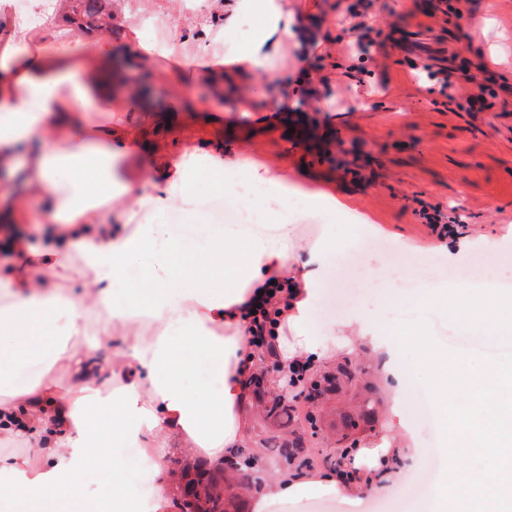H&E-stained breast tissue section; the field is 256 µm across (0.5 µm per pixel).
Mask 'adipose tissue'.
Returning <instances> with one entry per match:
<instances>
[{"label":"adipose tissue","mask_w":512,"mask_h":512,"mask_svg":"<svg viewBox=\"0 0 512 512\" xmlns=\"http://www.w3.org/2000/svg\"><path fill=\"white\" fill-rule=\"evenodd\" d=\"M58 12L46 7L41 25L30 27L10 0H0V172L19 177L26 193L43 202L35 214L24 196L0 207V220L27 223L25 233L0 236L9 259L0 266V296L7 300L0 307V436L37 450L0 455V499L21 501L24 512H171L177 489L162 476L171 449L218 467L249 438L247 379L265 349L251 343L245 313L265 282L291 286L272 328L282 374L324 366L341 350L362 347L386 357L392 350L365 317L353 333L315 327L335 246L325 237L300 241L288 190L275 178H266L268 192L256 209L278 211L279 223L239 225L177 270L179 241L169 225L113 227V211L128 205L169 210L190 170L164 162L154 177L118 175L135 152V136L91 120L111 111L117 97L112 48L76 50L55 28ZM268 13L266 26L231 61L242 72L269 68L300 25L288 0H270ZM66 170L77 179H63ZM48 224L65 254L34 244ZM140 259L142 279L120 287L124 268ZM77 265L88 274L81 292L61 294L54 280ZM218 279L223 289L213 288ZM101 308L109 313L105 332L137 330L107 362L88 333ZM202 359L208 384L187 390ZM58 365L76 375V384L51 378ZM414 453L411 441L383 438L343 457L335 473L281 467L251 496V512H288L290 504L321 496L358 512L369 491L401 479ZM102 458L112 465V497L95 508L79 485Z\"/></svg>","instance_id":"ef3b65f1"}]
</instances>
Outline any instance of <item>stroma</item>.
I'll use <instances>...</instances> for the list:
<instances>
[{
  "label": "stroma",
  "mask_w": 512,
  "mask_h": 512,
  "mask_svg": "<svg viewBox=\"0 0 512 512\" xmlns=\"http://www.w3.org/2000/svg\"><path fill=\"white\" fill-rule=\"evenodd\" d=\"M303 14L296 41L285 43L270 70L222 80L191 81L184 96L177 58L159 54L142 65L131 26L112 35L79 37L81 46L108 40L120 74L136 89L150 88L160 106L126 111L115 101L101 123L139 129L144 148L121 167L136 174L160 150L173 161L197 165L219 150L225 161L249 165L252 175L281 178L289 190L326 194L343 206L324 224H304L302 238L328 233L351 261L329 266L314 322L335 326L361 311L378 320L382 335L418 315L422 286L405 287L412 267L401 258L426 256L434 278L471 288L484 280L512 282V0H292ZM200 28L223 13L224 0H112L113 13ZM372 30L365 49H352L351 28ZM251 33L212 28L206 41H185L181 52L228 54ZM446 72L445 93L423 87L428 73ZM440 211L445 236L432 233L427 214ZM433 335L450 351L486 354L463 325L434 309ZM375 389L372 427L345 430L340 414L355 390L333 395L318 413L319 435L309 442L312 466L335 469L341 436L368 445L378 435H411L420 451L436 445L435 405L406 401L400 421L375 372V358L353 356ZM404 482L370 492L368 503L387 512H432L430 495L401 499Z\"/></svg>",
  "instance_id": "1"
}]
</instances>
